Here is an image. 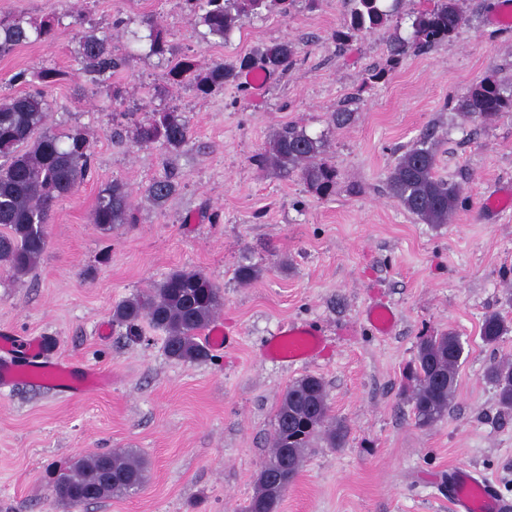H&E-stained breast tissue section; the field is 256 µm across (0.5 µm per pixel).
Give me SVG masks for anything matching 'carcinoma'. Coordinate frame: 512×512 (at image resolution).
<instances>
[{
    "label": "carcinoma",
    "mask_w": 512,
    "mask_h": 512,
    "mask_svg": "<svg viewBox=\"0 0 512 512\" xmlns=\"http://www.w3.org/2000/svg\"><path fill=\"white\" fill-rule=\"evenodd\" d=\"M190 15L206 27L204 35L223 40L246 22L276 12L288 16L294 0H184ZM349 19L336 30V43H348L383 27L397 10L399 0L385 8L383 0H350ZM462 0H428L412 15L410 37H394L389 43L388 64L398 63L409 51L423 52L451 38L463 21ZM52 13L41 19L17 16L0 21V57L31 40H48L55 34ZM149 53L167 60L170 45L163 31L146 22ZM298 45L292 41L266 44L233 61H217L201 70L192 60L180 59L168 65L167 80L189 85L208 97L227 85L241 87L240 74L258 69L271 77L283 74L297 62ZM77 59L81 70L102 84L123 66L112 53L111 38L89 33L81 36ZM49 104L39 93L0 98V266L20 279L33 270L47 248V231L56 203L74 191L87 177L94 152L86 134L73 128L64 135L43 130ZM456 110L492 122L512 113V92L493 78H486L457 99ZM147 122L137 123L138 140L159 144L169 152L179 151L190 139L189 121L175 108H152ZM325 143L295 124H286L269 138L262 162L283 174L299 171L307 188L320 197L329 196L336 186V168L321 159ZM435 132H424L416 143L396 159L386 178L391 199L425 224H446L455 213L462 189L438 175ZM175 175L167 172L146 189V200L163 207L177 191ZM92 223L104 231L118 224L137 223L136 207L127 185L114 180L100 190L91 215ZM223 305V294L205 273L192 268L175 269L149 292L136 294L112 310V322L138 329L148 323L165 336L167 356L184 363L208 358L201 333L213 322ZM507 331L497 312L485 314L481 339L496 345ZM462 349L452 334L443 333L422 340L411 373L416 389L411 396L416 425L431 426L443 420L450 409ZM496 388L497 405L503 415L512 414V362H493L485 371ZM330 407L324 381L307 375L284 393L276 414L272 450L264 466L297 475L300 461L314 438L326 435L331 446L345 437L343 428L330 426ZM145 462L134 451L115 450L72 463L56 479V498L73 507L113 494L135 491L144 481ZM281 496L270 491L261 479L246 512H277Z\"/></svg>",
    "instance_id": "1"
}]
</instances>
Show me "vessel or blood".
<instances>
[{"label":"vessel or blood","instance_id":"1","mask_svg":"<svg viewBox=\"0 0 512 512\" xmlns=\"http://www.w3.org/2000/svg\"><path fill=\"white\" fill-rule=\"evenodd\" d=\"M323 340L318 330L307 326H283L264 347L265 354L282 363L305 360L315 355ZM40 338L20 339L0 335V351L7 355L0 361V384L9 385L16 376L15 362L30 364L43 387L59 389L70 395L86 387L106 383V374L75 362L53 361L42 355ZM448 501L452 512H512V501L501 496L489 481L477 472L459 468L448 475Z\"/></svg>","mask_w":512,"mask_h":512}]
</instances>
